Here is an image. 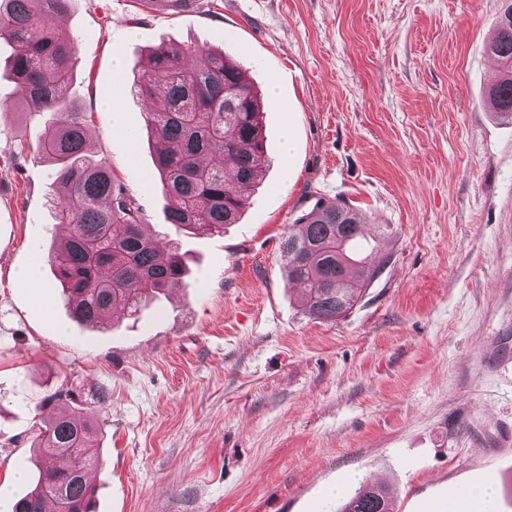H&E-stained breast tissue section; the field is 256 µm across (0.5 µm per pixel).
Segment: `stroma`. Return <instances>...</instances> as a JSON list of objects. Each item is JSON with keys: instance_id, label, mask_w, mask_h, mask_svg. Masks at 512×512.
I'll return each mask as SVG.
<instances>
[{"instance_id": "obj_1", "label": "stroma", "mask_w": 512, "mask_h": 512, "mask_svg": "<svg viewBox=\"0 0 512 512\" xmlns=\"http://www.w3.org/2000/svg\"><path fill=\"white\" fill-rule=\"evenodd\" d=\"M502 0H71L67 96L87 155L188 273L135 314L80 325L49 250L58 112H23L0 43V483L26 491L34 439L72 394L97 420V512H337L385 484L395 512H459L492 481L512 512V123L488 101ZM231 51L260 93L268 164L237 223L175 231L134 89L148 47ZM124 66L115 69V58ZM125 116L124 129L112 123ZM347 204L384 270L346 316L307 315L280 243L315 202ZM37 263L40 288L16 274Z\"/></svg>"}]
</instances>
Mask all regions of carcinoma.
Listing matches in <instances>:
<instances>
[{"mask_svg": "<svg viewBox=\"0 0 512 512\" xmlns=\"http://www.w3.org/2000/svg\"><path fill=\"white\" fill-rule=\"evenodd\" d=\"M69 0H0V40L11 48L12 71L23 83L28 112H66L75 41L44 20L66 12ZM488 51L501 65L490 91L495 112L512 122V0H503ZM136 88L146 100L147 126L158 139L156 170L166 222L176 229L219 232L235 224L265 164L262 104L231 52L160 44L139 62ZM165 75L163 89L156 76ZM37 152L57 163L52 199L68 232L55 242L52 262L72 317L98 325L123 310L137 312L182 279L176 252H163L135 199L116 184L101 162L86 159L85 126L78 113L41 134ZM360 221L346 205L321 201L288 225L282 242L284 277L302 285L309 315L332 320L355 304L352 268L363 283L380 273L362 258ZM98 426L85 409L68 406L38 435L48 461L33 488L12 512H94L88 473L96 465ZM383 485L359 488L337 512H394Z\"/></svg>", "mask_w": 512, "mask_h": 512, "instance_id": "1", "label": "carcinoma"}]
</instances>
